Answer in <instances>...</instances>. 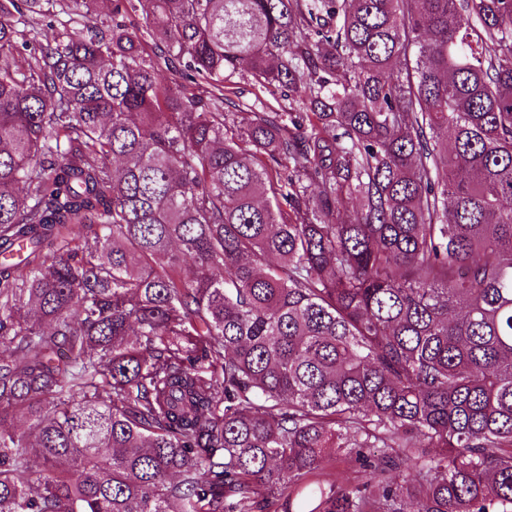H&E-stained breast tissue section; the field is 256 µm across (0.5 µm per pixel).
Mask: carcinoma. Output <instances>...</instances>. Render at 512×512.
Listing matches in <instances>:
<instances>
[{"mask_svg": "<svg viewBox=\"0 0 512 512\" xmlns=\"http://www.w3.org/2000/svg\"><path fill=\"white\" fill-rule=\"evenodd\" d=\"M0 512H512V0H0ZM229 98L239 103V108L232 112H288L290 106L288 98L280 97V94L271 95L268 92L261 93L254 86L252 78L247 74L236 73L228 77L225 82Z\"/></svg>", "mask_w": 512, "mask_h": 512, "instance_id": "obj_1", "label": "carcinoma"}]
</instances>
